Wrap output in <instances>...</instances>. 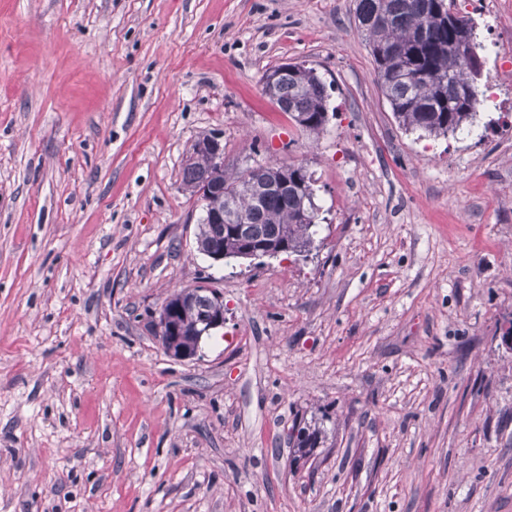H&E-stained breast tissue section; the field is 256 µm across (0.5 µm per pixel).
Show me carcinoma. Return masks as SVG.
Wrapping results in <instances>:
<instances>
[{"instance_id": "carcinoma-1", "label": "carcinoma", "mask_w": 512, "mask_h": 512, "mask_svg": "<svg viewBox=\"0 0 512 512\" xmlns=\"http://www.w3.org/2000/svg\"><path fill=\"white\" fill-rule=\"evenodd\" d=\"M355 14L357 29L371 48L382 94L402 129L438 137L473 124L481 73L467 55V50L479 48L472 19L452 17L448 0H357ZM276 75L263 86L264 93L300 130L309 135L323 131L330 94L315 69L295 67ZM206 140L192 144L193 161L182 168V185L190 194L201 186L209 188L197 225V250L208 256L218 247L226 258L243 257L250 245L284 246L296 256L310 253L318 209L305 167L266 166L270 178L288 179V191L259 196L245 174L220 170L197 150ZM231 211L246 218L247 234L226 231L217 236L213 219ZM170 309L176 310L175 316L160 320L155 336L166 350H193L202 339L203 317L217 316L224 303L196 285L168 298L162 310ZM290 440L294 455L306 457L324 446L328 432L323 421L312 417L292 425Z\"/></svg>"}]
</instances>
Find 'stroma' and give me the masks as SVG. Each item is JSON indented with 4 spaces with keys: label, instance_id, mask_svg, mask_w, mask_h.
<instances>
[{
    "label": "stroma",
    "instance_id": "obj_1",
    "mask_svg": "<svg viewBox=\"0 0 512 512\" xmlns=\"http://www.w3.org/2000/svg\"><path fill=\"white\" fill-rule=\"evenodd\" d=\"M355 0H0V512H512V127L398 125ZM474 19L512 111V0ZM316 70L312 139L262 90ZM302 165L308 257L216 262L186 153ZM207 281L224 326L150 328ZM332 437L295 459V420ZM203 288L208 287L195 285L193 288H184L168 298L161 307L164 312L182 306L176 311L173 318L168 315L165 322L163 314H160L161 310L155 316L154 323H158L160 314L159 328L155 330V336L158 337L166 351L174 347L175 351L170 350L168 354L181 361L194 359L197 356V351L195 353L177 351L176 353V350L179 348L198 349L203 337L200 334L203 330V334H205L224 326V315H222L206 320L203 323L205 329L203 328L201 322L204 316L216 317L224 310V302H220L212 293H208ZM213 293L221 300L215 291ZM170 325H174L175 332L171 331Z\"/></svg>",
    "mask_w": 512,
    "mask_h": 512
}]
</instances>
